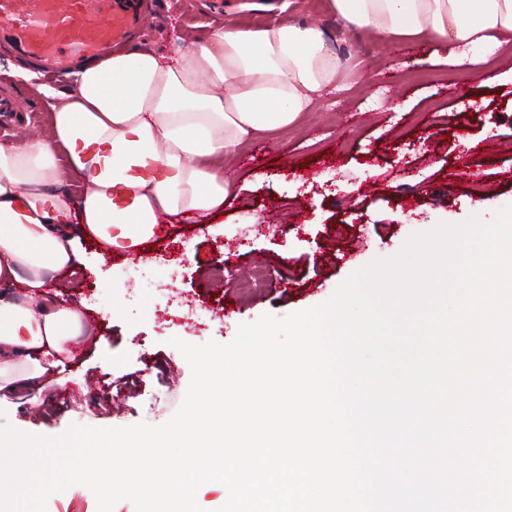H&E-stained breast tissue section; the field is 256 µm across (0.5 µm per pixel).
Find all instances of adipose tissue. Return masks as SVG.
Masks as SVG:
<instances>
[{"label":"adipose tissue","mask_w":512,"mask_h":512,"mask_svg":"<svg viewBox=\"0 0 512 512\" xmlns=\"http://www.w3.org/2000/svg\"><path fill=\"white\" fill-rule=\"evenodd\" d=\"M350 32L392 43L483 44L512 36V0H326ZM322 28L227 24L169 58L132 50L38 87L48 132L0 144V406L61 384L58 367L94 338L50 290L79 269V238L136 248L160 219L207 220L234 187L224 161L279 136L344 84Z\"/></svg>","instance_id":"1"}]
</instances>
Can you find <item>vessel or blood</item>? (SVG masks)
<instances>
[{
	"mask_svg": "<svg viewBox=\"0 0 512 512\" xmlns=\"http://www.w3.org/2000/svg\"><path fill=\"white\" fill-rule=\"evenodd\" d=\"M145 0H0V39L42 72L67 78L147 24Z\"/></svg>",
	"mask_w": 512,
	"mask_h": 512,
	"instance_id": "1",
	"label": "vessel or blood"
}]
</instances>
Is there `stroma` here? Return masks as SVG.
Masks as SVG:
<instances>
[{
	"instance_id": "1",
	"label": "stroma",
	"mask_w": 512,
	"mask_h": 512,
	"mask_svg": "<svg viewBox=\"0 0 512 512\" xmlns=\"http://www.w3.org/2000/svg\"><path fill=\"white\" fill-rule=\"evenodd\" d=\"M165 2L132 37L162 55L175 38L200 43L223 23L293 18L344 29L322 0H224L220 16L207 0ZM455 50L351 36L342 48L347 87L276 140L225 161L236 194L210 223L181 217L155 247L105 256L80 239L86 270L55 278L53 291L84 310L104 341L80 346L64 385L0 408V427L56 438L75 425H162L191 380L170 338L231 342L261 315L323 305L353 271L396 255L412 234L473 217L488 223L512 205V48L465 46L476 60L467 84L451 65L428 61ZM50 83L0 43V91L20 108L13 142L43 132L50 104L36 89ZM258 265L265 287L241 293L235 279Z\"/></svg>"
}]
</instances>
